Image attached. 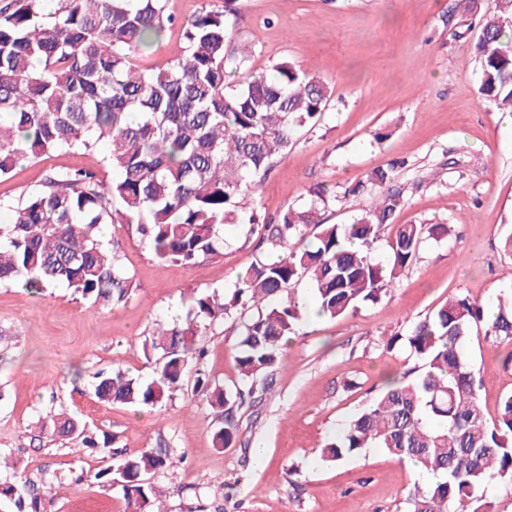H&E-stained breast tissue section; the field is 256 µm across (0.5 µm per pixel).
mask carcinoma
Instances as JSON below:
<instances>
[{"label": "carcinoma", "instance_id": "obj_1", "mask_svg": "<svg viewBox=\"0 0 512 512\" xmlns=\"http://www.w3.org/2000/svg\"><path fill=\"white\" fill-rule=\"evenodd\" d=\"M239 0L208 3L181 26L183 46L162 66L134 64L142 49L175 25L165 0H0V178L18 163L66 150L106 148L107 181L92 169H58L26 200L7 206L0 224V284L39 292L62 284L90 305L129 299L133 277L116 251L99 239L102 224H129L155 256L191 268L224 249L226 224L261 223L256 192L272 160L295 143L298 131L321 120L334 89L291 61L252 72L232 86L227 78L247 67L252 51L229 48ZM512 0H498L482 19L475 44L478 93L512 108ZM391 169H377L350 193L369 191L370 203L350 224H327L316 203L289 206L265 225L268 257L240 277L229 294H198L183 319L163 324L143 344L157 356L145 380L123 370H99L91 391L101 403L154 407L183 389L209 393L224 426L218 448L237 437L236 412L272 390L283 342L294 333L302 303L291 288L306 282L318 314L345 315L375 303L393 287L426 238L449 235L445 224H399L386 258L374 244L400 204L387 188ZM313 240L300 248L309 227ZM230 321L239 332L235 361L241 385L211 387L198 368V324ZM512 341V296L498 299L490 316L468 298L448 300L415 323L403 342L423 362L410 379L389 381L347 423L342 436L320 449L340 462L365 448H382L438 479L414 488L405 512H489L488 482L512 485V394L487 423L479 381L466 352L472 325ZM52 433L103 452L112 436L73 417L52 419ZM172 464L165 448H145L94 473L123 491L129 512H147L159 493L144 479ZM18 512H49L52 488L20 476L0 482V498Z\"/></svg>", "mask_w": 512, "mask_h": 512}]
</instances>
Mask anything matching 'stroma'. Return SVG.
<instances>
[{
  "mask_svg": "<svg viewBox=\"0 0 512 512\" xmlns=\"http://www.w3.org/2000/svg\"><path fill=\"white\" fill-rule=\"evenodd\" d=\"M207 0H166L176 20L161 46L138 56L145 68L164 64L181 44L180 22ZM455 0H241L236 43L251 47L253 69L289 59L320 77L334 96L315 126L299 130L295 145L273 161L261 204L267 218L286 206L311 202L325 188L334 200L324 218L345 224L364 206L348 188L378 168H393L401 193L393 223L447 224L443 240H423L382 301L345 316H303L284 347L273 390L237 412L232 447L217 448L216 416L202 393H175L157 407L105 405L89 376L102 368L150 378L142 345L157 323L181 313L191 294L232 291L263 256L249 225L224 227L222 256L185 269L158 260L134 227L105 224L100 233L117 249L135 282L130 299L94 308L62 286L33 293L0 285V454L35 486L53 482V512H125L119 487L93 474L101 454L73 452L41 426L70 413L114 438V455L167 448L173 467L152 477L164 512H402L415 486L428 477L381 448H367L341 463L322 462L317 448L341 435L345 423L382 388L418 361L387 339L448 299L465 297L490 310L512 290V113L482 98L470 17L454 13ZM104 149L62 153L20 162L0 179V204L25 200L53 168H89L111 177ZM211 381L230 388L240 377L234 358L237 332L228 323L202 328ZM468 357L482 377L487 421L512 393V345L475 331ZM263 442V460L253 446Z\"/></svg>",
  "mask_w": 512,
  "mask_h": 512,
  "instance_id": "stroma-1",
  "label": "stroma"
}]
</instances>
